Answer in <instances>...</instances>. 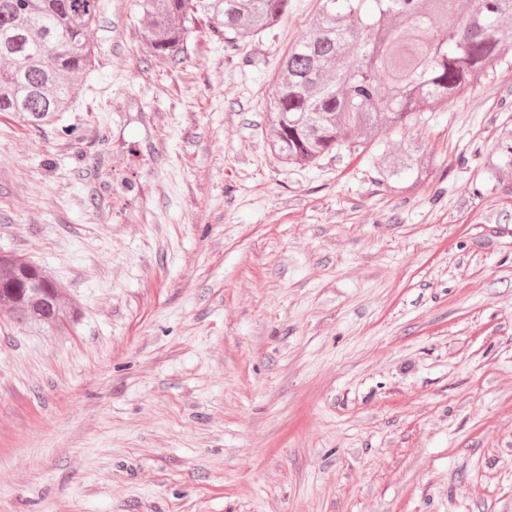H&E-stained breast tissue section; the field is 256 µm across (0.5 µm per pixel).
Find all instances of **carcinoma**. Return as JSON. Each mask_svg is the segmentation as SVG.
<instances>
[{"instance_id": "cac0c4a2", "label": "carcinoma", "mask_w": 512, "mask_h": 512, "mask_svg": "<svg viewBox=\"0 0 512 512\" xmlns=\"http://www.w3.org/2000/svg\"><path fill=\"white\" fill-rule=\"evenodd\" d=\"M142 38L158 60L187 52L199 25L239 44L279 24L289 0H136ZM99 0H0V113L41 127L73 103L92 56ZM512 0H321L288 50L266 105L271 151L287 165L379 147V182L408 193L433 159L415 142L389 148L427 108L474 91L506 59L501 32ZM31 332L58 335L77 309L51 274L0 254V308Z\"/></svg>"}]
</instances>
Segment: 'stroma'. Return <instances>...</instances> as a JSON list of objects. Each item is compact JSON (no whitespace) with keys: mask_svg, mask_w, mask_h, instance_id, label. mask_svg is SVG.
<instances>
[{"mask_svg":"<svg viewBox=\"0 0 512 512\" xmlns=\"http://www.w3.org/2000/svg\"><path fill=\"white\" fill-rule=\"evenodd\" d=\"M320 0L155 60L101 0L58 123L0 115V251L77 306L0 311V512H512V50L372 150L288 168L265 107Z\"/></svg>","mask_w":512,"mask_h":512,"instance_id":"obj_1","label":"stroma"}]
</instances>
